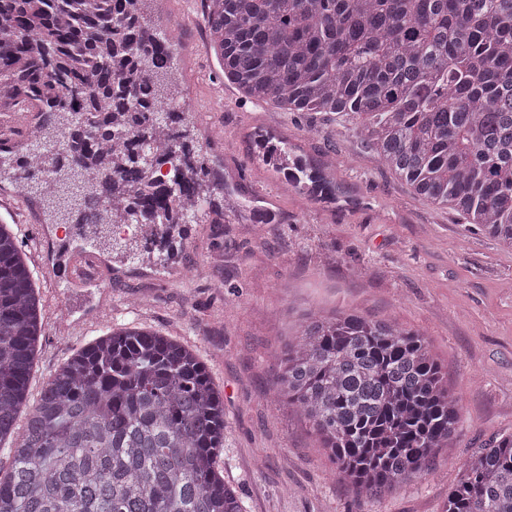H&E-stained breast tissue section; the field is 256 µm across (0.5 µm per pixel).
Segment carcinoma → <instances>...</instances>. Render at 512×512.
I'll return each instance as SVG.
<instances>
[{
  "instance_id": "obj_1",
  "label": "carcinoma",
  "mask_w": 512,
  "mask_h": 512,
  "mask_svg": "<svg viewBox=\"0 0 512 512\" xmlns=\"http://www.w3.org/2000/svg\"><path fill=\"white\" fill-rule=\"evenodd\" d=\"M224 81L290 112L352 115L389 171L427 202L512 246V0H208ZM144 0H0V112L38 135L67 126L43 162L0 149L19 192L56 197L42 167L82 176L70 224L150 215L224 219V183L176 99L172 55ZM85 114L70 124V115ZM41 301L0 224V512H242L224 482V401L195 351L137 326L61 365L22 429ZM274 388L319 436L337 474L379 495L429 470L459 432L458 401L426 338L356 314H308ZM445 512H512V434L463 465Z\"/></svg>"
}]
</instances>
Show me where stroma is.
<instances>
[{
  "mask_svg": "<svg viewBox=\"0 0 512 512\" xmlns=\"http://www.w3.org/2000/svg\"><path fill=\"white\" fill-rule=\"evenodd\" d=\"M204 0H146L149 23L174 51L178 95L209 159L264 183L274 159L251 165L250 126L274 122L302 141L315 166L334 160L322 202L281 186L261 216L232 187L220 224H189L158 275L129 264L96 314L62 307L35 256L38 195L0 200L43 299L44 336L29 379L36 403L50 375L108 329L135 325L191 346L224 398V480L244 512H444L461 467L512 432V247L430 205L384 166L348 115L286 112L228 92L209 52ZM354 312L420 331L461 406L456 440L421 478L371 497L339 479L297 411L278 401V359L307 312Z\"/></svg>",
  "mask_w": 512,
  "mask_h": 512,
  "instance_id": "1",
  "label": "stroma"
}]
</instances>
